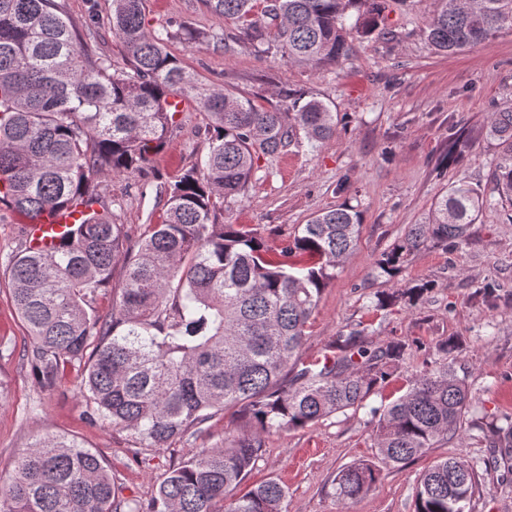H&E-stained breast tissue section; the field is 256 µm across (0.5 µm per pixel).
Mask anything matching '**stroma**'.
I'll return each instance as SVG.
<instances>
[{
	"label": "stroma",
	"mask_w": 512,
	"mask_h": 512,
	"mask_svg": "<svg viewBox=\"0 0 512 512\" xmlns=\"http://www.w3.org/2000/svg\"><path fill=\"white\" fill-rule=\"evenodd\" d=\"M57 2L95 54L124 65L123 46L112 33V0ZM436 8V0H394L370 37L351 34L348 60L314 69L287 64L276 53L255 56L238 25L212 14L203 0H143L147 28L167 26L168 51L202 82L269 109H287L282 90L304 91L336 114L330 138H303L278 154L259 155L245 190L224 201L225 221L257 228L274 250L319 211L348 205L360 212L358 246L321 293L303 357L324 355L336 336L353 329L377 342L416 343L362 407L303 429L264 435L248 482L278 480L288 490V512H338L334 478L375 455L371 408L402 396L416 375L433 367L438 345L448 339L457 345L448 363L470 395L462 431L425 456L382 469L376 486L349 512H413L419 475L447 456L496 459L468 510L512 512V450L491 447L486 438L491 425L512 418V207L486 206L465 241L421 248L396 277L375 267L379 255L420 222L450 182L487 187L499 149L486 126L492 112L512 107V32L455 54H437L423 34ZM189 29L223 32L226 42L187 40ZM206 124L202 111L186 105L164 149L143 172L100 182L98 191L113 221L123 225L127 248L137 249L145 225L160 222L164 198L158 187L203 165L209 152ZM456 135L464 148L452 156L448 142ZM23 241L21 217L0 207V477L9 476L35 437L65 435L104 459L121 497L147 502L173 465L200 446L223 445L228 434L243 431V420L228 413L198 439L138 449L126 431L88 423L76 373L52 392H41L24 355L32 339L7 279ZM425 280L433 289L417 306L401 302L376 310L377 294Z\"/></svg>",
	"instance_id": "obj_1"
}]
</instances>
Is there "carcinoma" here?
I'll use <instances>...</instances> for the list:
<instances>
[{"label": "carcinoma", "mask_w": 512, "mask_h": 512, "mask_svg": "<svg viewBox=\"0 0 512 512\" xmlns=\"http://www.w3.org/2000/svg\"><path fill=\"white\" fill-rule=\"evenodd\" d=\"M215 15L240 24L263 55L314 68L348 58L349 13L361 34L373 31L387 0H204ZM425 40L454 54L512 30V0H437ZM112 33L126 66L96 57L55 0H0V183L6 205L30 221L47 210L81 208L83 221L58 247L23 244L9 266L10 295L33 344L27 359L41 391L69 369L81 372L89 418L129 433L138 448L197 439L231 408L264 433L303 429L357 408L391 376L412 347L377 344L364 330L336 340L331 354L304 361L299 350L320 294L359 239L361 215L351 207L323 211L301 225L277 258L257 229L221 223L224 199L241 193L257 152L273 155L302 132L333 135L336 113L305 93H286L288 111L216 90L188 70L147 29L142 0H113ZM200 106L210 147L166 188L167 209L146 224L137 252L124 248L123 225L102 210L99 176L141 172L163 149L177 111L169 99ZM488 135L502 147L490 173L499 200L512 206V110L492 113ZM487 199L466 180L436 198L426 220L376 265L395 276L407 256L432 243L466 236ZM122 264L121 283L112 271ZM429 283L377 296L382 309L418 301ZM112 311L98 301L108 293ZM456 343L380 409L376 461L342 469L334 482L340 510L369 493L377 464L404 465L451 439L469 405L463 381L448 366ZM264 442L241 433L222 447H202L169 470L147 504L118 496L102 457L78 440L38 437L0 481V512H287V491L275 479L242 490ZM481 473L446 457L420 474L414 512H466Z\"/></svg>", "instance_id": "carcinoma-1"}]
</instances>
